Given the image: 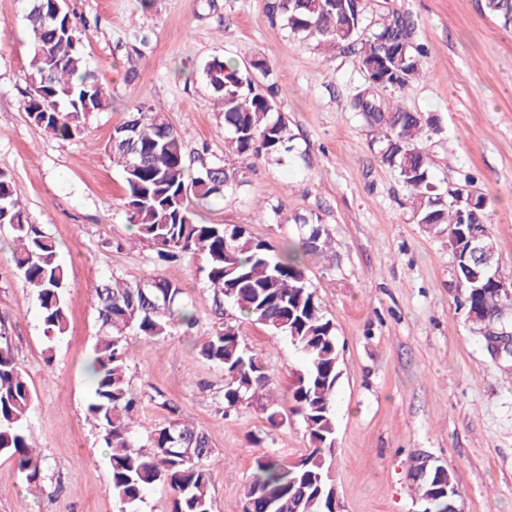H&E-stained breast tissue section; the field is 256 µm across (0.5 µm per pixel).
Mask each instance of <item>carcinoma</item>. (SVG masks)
Segmentation results:
<instances>
[{"instance_id":"obj_1","label":"carcinoma","mask_w":512,"mask_h":512,"mask_svg":"<svg viewBox=\"0 0 512 512\" xmlns=\"http://www.w3.org/2000/svg\"><path fill=\"white\" fill-rule=\"evenodd\" d=\"M264 13L296 37L312 39L326 52L357 58L366 82L351 101L374 132L378 160L392 169L407 190L416 223L435 233L448 231L464 289L467 315L479 330L496 325L512 331V291L492 282L498 259L486 224V202L457 204L454 191H443L430 174L423 141L440 132L437 119L396 104L394 94L424 76L423 52L413 40V24L398 10L382 14L374 28L364 26V6L355 0H263ZM485 9L504 26L512 25V0H484ZM30 50L29 95L24 110L34 125L57 139L80 134L89 113L104 112L111 97L91 71L80 49L70 14L56 11L52 0H29L26 14ZM262 63L240 65L213 59L203 67L207 86L223 108L225 148L245 158L282 165L293 159L288 122L279 112L271 86L253 71ZM107 152L121 172L124 207L136 240L147 241L162 261L201 253L218 315L224 304L241 318L284 336L302 354L305 366L294 372L292 412L299 416L311 451L287 463L273 452L254 461L245 488V512H331L328 489L335 448L336 388L340 349L336 328L323 312L305 273L309 257H337L333 239L321 224L304 217L295 222L297 239L276 246L245 229L196 220L198 204L236 190L243 180L218 160L189 156L183 136L160 114L136 109L118 125ZM483 226L485 259L467 251L472 225ZM16 242L14 272L31 289L41 312L43 333L53 341L68 329V271L56 245L39 224L28 222L15 196L12 178L0 171V226ZM101 335L92 356L94 377L87 415L109 454L112 492L119 512H139L148 490L165 485L171 512H213L210 494L215 451L203 429L175 420L141 437L134 416L140 398L127 380L130 352L125 332L146 341L189 333L196 315L183 300V289L153 276L140 281L117 278L96 290ZM198 355L224 369V408L255 406L271 425L281 424L270 391L271 377L262 360L242 341L238 328L224 324L205 337ZM34 401L28 378L7 337L0 336V456L17 462L28 485L44 479L46 458L35 449L25 428Z\"/></svg>"}]
</instances>
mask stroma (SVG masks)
<instances>
[{
  "label": "stroma",
  "mask_w": 512,
  "mask_h": 512,
  "mask_svg": "<svg viewBox=\"0 0 512 512\" xmlns=\"http://www.w3.org/2000/svg\"><path fill=\"white\" fill-rule=\"evenodd\" d=\"M367 23L399 10L414 23L427 78L398 93L401 106L437 118L426 142L442 188L486 200L500 274L512 282V27L484 0H363ZM90 68L112 107L87 115L82 134L61 140L24 110L29 93L27 0H0V171L8 173L30 223L42 225L68 266L70 323L43 335L39 307L12 264L13 235L0 226V333L34 391L30 440L46 457L41 491L14 460L0 457V512H118L107 451L86 415L90 362L99 334L95 290L119 276L161 275L184 290L192 334L144 342L128 331V379L141 393L137 421L149 434L181 417L201 427L224 463L212 471L214 512H245L255 458L293 463L309 451L288 391L301 364L287 338H272L233 308L216 317L203 255L161 263L132 243L125 185L106 151L134 108L163 113L187 153L208 150L238 171L239 191L201 204L205 224L245 228L274 243L297 238L295 216H315L332 234L338 261L313 258L306 275L336 327L341 377L335 404L333 479L342 512H419L411 459L438 460L454 477L465 512H512V356L492 351L468 321L447 233L415 224L407 193L370 147L349 110L365 82L354 56L271 25L263 0H66ZM265 63L297 161L269 166L226 153L220 107L202 75L213 58ZM238 325L271 375L284 418L273 428L256 408L225 412L222 368L196 344L219 322Z\"/></svg>",
  "instance_id": "1"
}]
</instances>
